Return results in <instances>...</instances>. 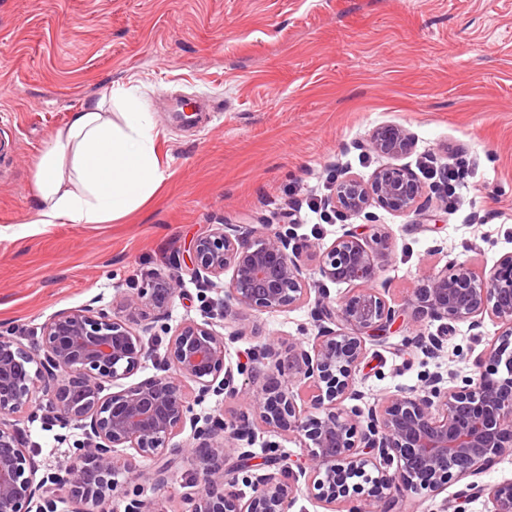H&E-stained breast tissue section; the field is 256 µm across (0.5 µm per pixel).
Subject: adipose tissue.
<instances>
[{
  "instance_id": "obj_1",
  "label": "adipose tissue",
  "mask_w": 512,
  "mask_h": 512,
  "mask_svg": "<svg viewBox=\"0 0 512 512\" xmlns=\"http://www.w3.org/2000/svg\"><path fill=\"white\" fill-rule=\"evenodd\" d=\"M158 133L134 87L85 98L33 163L40 224H100L146 203L165 180Z\"/></svg>"
}]
</instances>
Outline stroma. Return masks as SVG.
Segmentation results:
<instances>
[{
  "label": "stroma",
  "mask_w": 512,
  "mask_h": 512,
  "mask_svg": "<svg viewBox=\"0 0 512 512\" xmlns=\"http://www.w3.org/2000/svg\"><path fill=\"white\" fill-rule=\"evenodd\" d=\"M120 82L137 87L159 133L165 180L140 208L105 224H38L32 163L88 95ZM196 103L185 123L169 110ZM400 125L414 140L402 165L423 175L425 156L465 159L453 204L424 221L377 210L328 221L298 201L329 197L338 173L369 176L386 157L361 150L372 131ZM389 236L379 288L390 305L455 261L489 270L512 253V0H0V329L24 345L61 309H115L121 295L172 277V258L218 224L294 225L331 244L344 224ZM168 326L203 320L223 298L183 279ZM226 363L249 367L267 337L281 347L316 332L309 307L241 309L227 330ZM436 323L405 322L367 342L356 374L370 401L412 389L437 370L465 376L498 331L460 323L442 358L406 337ZM18 427L44 468L68 464L81 430L22 416ZM200 468L175 457L173 479L142 499L160 512H190L184 495ZM419 493L404 512H488L484 499Z\"/></svg>",
  "instance_id": "obj_1"
}]
</instances>
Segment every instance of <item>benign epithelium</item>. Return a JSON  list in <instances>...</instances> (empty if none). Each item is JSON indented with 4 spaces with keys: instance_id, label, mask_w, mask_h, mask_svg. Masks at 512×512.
<instances>
[{
    "instance_id": "1",
    "label": "benign epithelium",
    "mask_w": 512,
    "mask_h": 512,
    "mask_svg": "<svg viewBox=\"0 0 512 512\" xmlns=\"http://www.w3.org/2000/svg\"><path fill=\"white\" fill-rule=\"evenodd\" d=\"M411 134L399 125L377 128L363 148L398 159L411 152ZM326 204L342 214L365 216L370 209L405 217L432 218V199L404 165L388 164L367 177L336 178ZM390 248L385 235L364 243L348 229L330 246L299 241L292 229L269 224L247 232L218 224L190 246L187 272L210 287L224 284V300L208 319L187 320L172 328L157 325L176 297L180 277L155 280L120 298L119 312L93 308L55 312L42 325V344L28 347L0 331V512H56V492L65 491L82 512L116 494L128 498L125 512H154L117 480L119 468L131 479L144 476L140 463H160L149 474L168 484L169 446L186 425L197 443L191 451L202 462L191 512H291L304 482L316 490L326 512H394L399 500L425 491L435 498L448 483L478 476L512 452V253L489 271L478 273L466 261L428 275L401 308L390 305L376 287L380 261ZM317 255L318 265L308 264ZM230 274L229 282L224 275ZM352 286L336 303L323 282ZM314 303L317 334L282 352L275 339L260 347V365L251 367L246 386L235 384L225 365L226 341L215 326L240 308L285 311ZM440 322L436 332L408 342L426 356L444 348L448 323L473 329L485 317L499 325L497 338L474 360L473 375L457 378L434 372L423 385L398 391L374 404L359 405L356 373L366 341L386 337L405 313ZM160 328L170 334L163 374L106 392V384L134 374L151 356L144 336ZM506 374L499 375V367ZM197 397H242L243 410L232 421H212L193 413L185 384ZM311 389L300 407L293 386ZM355 405L344 406L345 401ZM29 411L84 431L71 461L37 477L39 464L11 418ZM292 435L303 443L304 461L279 468L267 458L254 471L253 453L243 449L254 423ZM131 449L123 455L118 449ZM371 467L369 488L349 480ZM248 484V496L233 490ZM469 495L483 497L490 512H512V482L467 484Z\"/></svg>"
}]
</instances>
